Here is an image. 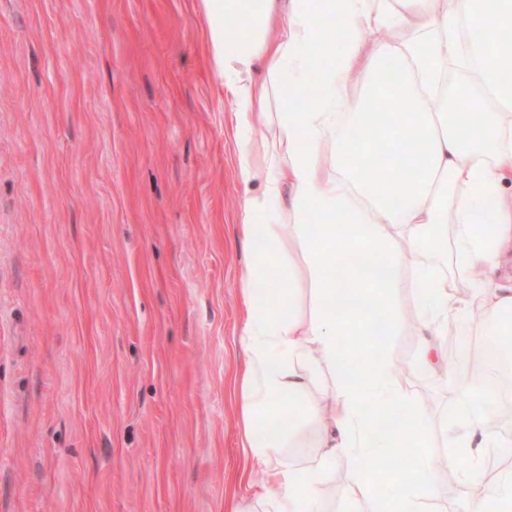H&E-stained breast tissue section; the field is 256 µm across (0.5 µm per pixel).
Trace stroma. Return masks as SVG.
<instances>
[{"label":"stroma","mask_w":512,"mask_h":512,"mask_svg":"<svg viewBox=\"0 0 512 512\" xmlns=\"http://www.w3.org/2000/svg\"><path fill=\"white\" fill-rule=\"evenodd\" d=\"M201 0H0V512H228L241 276ZM462 512L422 337L382 344Z\"/></svg>","instance_id":"obj_1"}]
</instances>
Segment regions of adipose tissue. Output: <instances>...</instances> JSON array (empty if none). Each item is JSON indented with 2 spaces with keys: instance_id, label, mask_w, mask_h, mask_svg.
<instances>
[{
  "instance_id": "1",
  "label": "adipose tissue",
  "mask_w": 512,
  "mask_h": 512,
  "mask_svg": "<svg viewBox=\"0 0 512 512\" xmlns=\"http://www.w3.org/2000/svg\"><path fill=\"white\" fill-rule=\"evenodd\" d=\"M213 71L234 105L239 233L251 256L240 280L243 363L232 379L243 464L237 480L269 512H321L326 468L342 466L351 512H426L440 495L417 403L395 385L390 354L346 339L394 335L399 290L413 293L421 368L448 324L486 321L512 335V0H201ZM372 46L364 41L370 33ZM455 81H448L449 72ZM384 97L385 154L354 99ZM482 109H451V99ZM454 251L459 275L440 271ZM468 292H461L460 281ZM310 314L302 316V300ZM464 359L440 434L471 491L468 512H512V478L485 486L477 462L493 392ZM318 460L282 455L303 422ZM417 449L405 477L366 479L380 457ZM264 471L267 497L250 476Z\"/></svg>"
}]
</instances>
